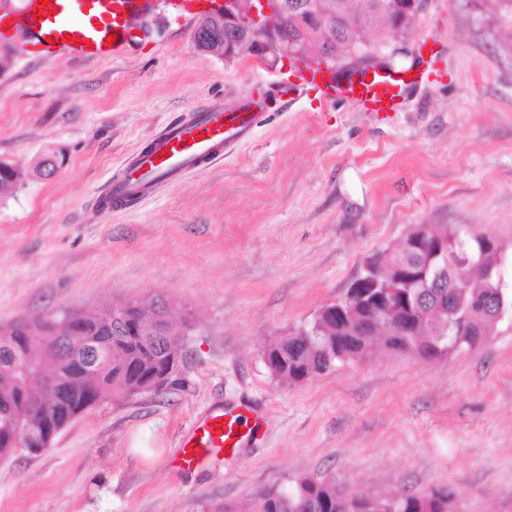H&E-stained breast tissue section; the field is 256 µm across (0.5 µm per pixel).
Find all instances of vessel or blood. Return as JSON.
I'll return each instance as SVG.
<instances>
[{"instance_id":"obj_1","label":"vessel or blood","mask_w":512,"mask_h":512,"mask_svg":"<svg viewBox=\"0 0 512 512\" xmlns=\"http://www.w3.org/2000/svg\"><path fill=\"white\" fill-rule=\"evenodd\" d=\"M179 16L213 11L219 0H23L18 9L0 11V38L14 31L27 34L26 52L37 58L67 55L101 60L119 54L130 44L136 21H147L156 2ZM298 89L315 93L327 102L347 101L362 111H397L410 86L401 74L371 70L369 76L340 80L323 70L293 71ZM257 100L240 103L234 110L217 105L166 127L152 145L134 154L123 174L113 179L104 195L107 207L124 206L158 191L178 175L202 169L220 159L225 149L250 134L263 118ZM250 417L237 409H220L194 422L180 444V469L195 470L218 452L234 454L246 439Z\"/></svg>"}]
</instances>
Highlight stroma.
<instances>
[{"label":"stroma","instance_id":"35a3bbf8","mask_svg":"<svg viewBox=\"0 0 512 512\" xmlns=\"http://www.w3.org/2000/svg\"><path fill=\"white\" fill-rule=\"evenodd\" d=\"M160 10L120 54L26 56L0 44V324L166 296L192 324L173 386L117 394L41 454L0 459V512H199L299 477L347 491L447 489L460 512H512V315L473 348L425 359L376 342L320 377L272 375L265 349L344 297L415 227L493 237L512 289V20L495 0H424L387 40L422 84L382 117L285 99L287 59L199 51ZM265 117L221 161L121 209L99 201L169 123L244 98ZM63 156L49 178L45 155ZM221 407L259 422L238 454L194 471L184 433Z\"/></svg>","mask_w":512,"mask_h":512}]
</instances>
